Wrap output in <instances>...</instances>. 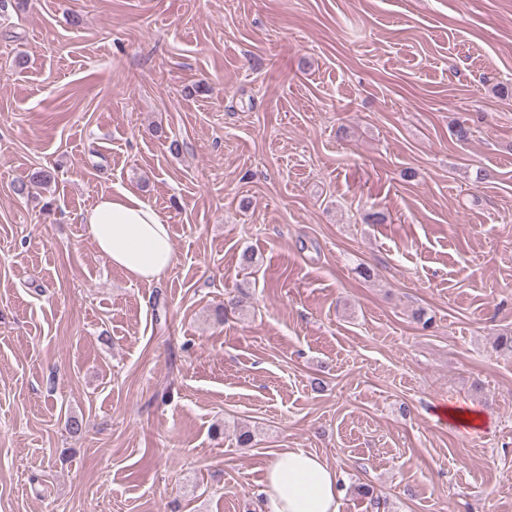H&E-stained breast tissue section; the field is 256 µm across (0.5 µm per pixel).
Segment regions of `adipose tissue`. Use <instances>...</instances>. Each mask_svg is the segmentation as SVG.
I'll use <instances>...</instances> for the list:
<instances>
[{"label": "adipose tissue", "mask_w": 512, "mask_h": 512, "mask_svg": "<svg viewBox=\"0 0 512 512\" xmlns=\"http://www.w3.org/2000/svg\"><path fill=\"white\" fill-rule=\"evenodd\" d=\"M97 251L129 279L160 280L175 262L170 227L138 193L100 194L81 215ZM259 512H339L338 475L319 455L300 448L268 463Z\"/></svg>", "instance_id": "adipose-tissue-1"}]
</instances>
